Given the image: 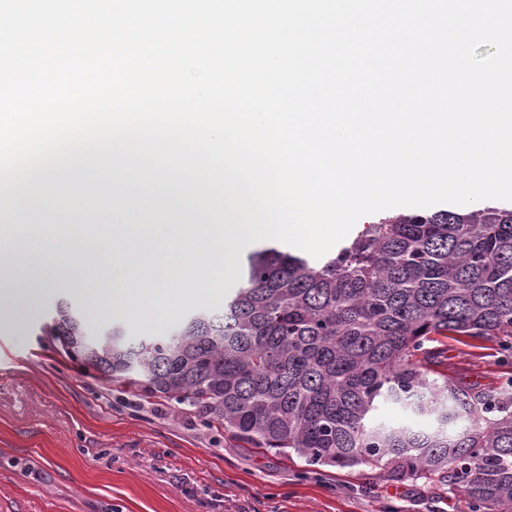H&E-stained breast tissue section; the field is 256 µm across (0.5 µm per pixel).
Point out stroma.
I'll list each match as a JSON object with an SVG mask.
<instances>
[{"mask_svg":"<svg viewBox=\"0 0 512 512\" xmlns=\"http://www.w3.org/2000/svg\"><path fill=\"white\" fill-rule=\"evenodd\" d=\"M94 249L102 271L129 285L167 281L179 257L164 229L148 230L123 263L108 240ZM49 251L36 242L26 261L49 267L54 284L28 279L0 290L14 304L13 322L0 323V512H468L460 492L436 481L388 482L368 466L312 468L205 424L197 407L96 377L42 333L59 296L89 325L112 320L136 336H162L196 310L221 307L235 273L215 274L211 293L144 320L99 310L96 284L48 266ZM497 360L493 343L448 342V372L462 382L485 388L511 376Z\"/></svg>","mask_w":512,"mask_h":512,"instance_id":"35a3bbf8","label":"stroma"}]
</instances>
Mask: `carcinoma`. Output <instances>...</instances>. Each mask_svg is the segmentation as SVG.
<instances>
[{
    "label": "carcinoma",
    "mask_w": 512,
    "mask_h": 512,
    "mask_svg": "<svg viewBox=\"0 0 512 512\" xmlns=\"http://www.w3.org/2000/svg\"><path fill=\"white\" fill-rule=\"evenodd\" d=\"M55 304L44 333L107 380L201 409L253 448L307 465L369 466L459 490L469 512H512V377L458 385L435 344L473 338L512 365V204L384 215L328 257L262 245L221 309L165 336ZM393 406L428 427L379 418Z\"/></svg>",
    "instance_id": "cac0c4a2"
}]
</instances>
